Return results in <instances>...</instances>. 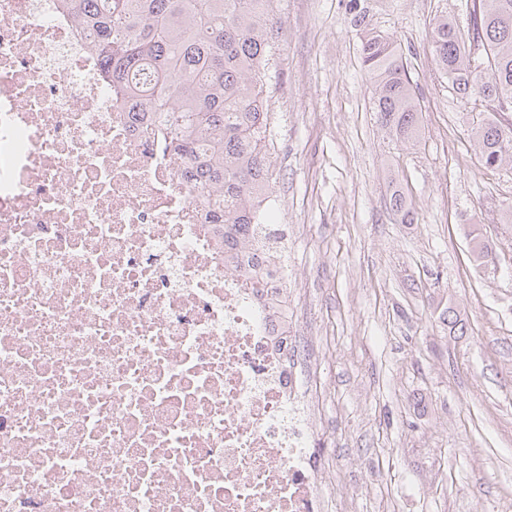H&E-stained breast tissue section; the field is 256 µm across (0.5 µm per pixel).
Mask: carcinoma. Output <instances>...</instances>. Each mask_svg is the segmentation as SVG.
<instances>
[{"mask_svg": "<svg viewBox=\"0 0 512 512\" xmlns=\"http://www.w3.org/2000/svg\"><path fill=\"white\" fill-rule=\"evenodd\" d=\"M94 33L102 77L147 112L157 137L181 160L184 178L215 193L224 252L239 258L267 230L262 207L271 193L263 78L271 18L259 0H61ZM437 69L461 97L512 112V0H472L470 27L434 22ZM490 71L472 67L476 51ZM361 60L375 87V112L401 142L418 136L422 107L408 60L385 36L369 31ZM482 166L512 162V127L483 119L472 128ZM474 261L492 246L473 236Z\"/></svg>", "mask_w": 512, "mask_h": 512, "instance_id": "cac0c4a2", "label": "carcinoma"}]
</instances>
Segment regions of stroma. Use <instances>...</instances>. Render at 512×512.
I'll return each instance as SVG.
<instances>
[{
	"label": "stroma",
	"mask_w": 512,
	"mask_h": 512,
	"mask_svg": "<svg viewBox=\"0 0 512 512\" xmlns=\"http://www.w3.org/2000/svg\"><path fill=\"white\" fill-rule=\"evenodd\" d=\"M465 0H276L265 70L277 236L325 396L334 512H512V167L439 75L436 17ZM410 62L423 119L397 143L372 110L365 31ZM402 190L414 215L389 205ZM495 259L478 268L472 238ZM454 309L465 334L444 320Z\"/></svg>",
	"instance_id": "1"
}]
</instances>
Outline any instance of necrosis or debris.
Returning a JSON list of instances; mask_svg holds the SVG:
<instances>
[{
	"label": "necrosis or debris",
	"instance_id": "1",
	"mask_svg": "<svg viewBox=\"0 0 512 512\" xmlns=\"http://www.w3.org/2000/svg\"><path fill=\"white\" fill-rule=\"evenodd\" d=\"M61 0H0V512H329L286 265L201 190Z\"/></svg>",
	"mask_w": 512,
	"mask_h": 512
}]
</instances>
